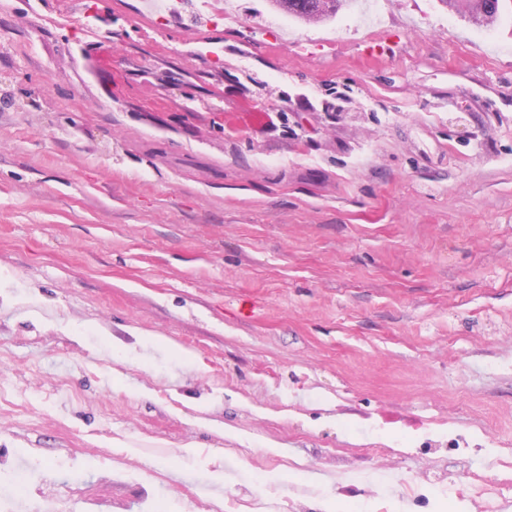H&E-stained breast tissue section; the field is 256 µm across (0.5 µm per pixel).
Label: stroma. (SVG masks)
<instances>
[{"instance_id":"stroma-1","label":"stroma","mask_w":512,"mask_h":512,"mask_svg":"<svg viewBox=\"0 0 512 512\" xmlns=\"http://www.w3.org/2000/svg\"><path fill=\"white\" fill-rule=\"evenodd\" d=\"M232 3L205 62L141 0H0L10 508L487 512L455 481L512 456V15Z\"/></svg>"}]
</instances>
